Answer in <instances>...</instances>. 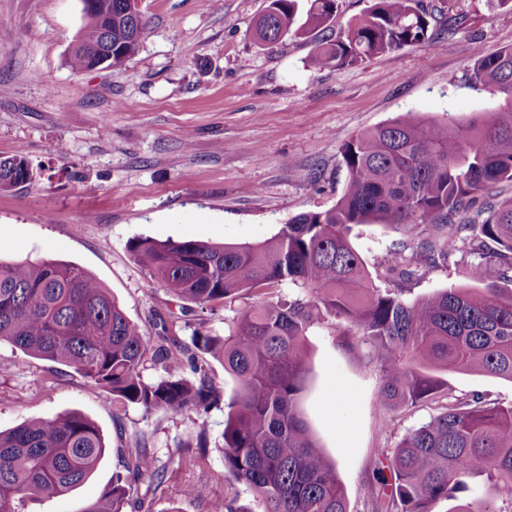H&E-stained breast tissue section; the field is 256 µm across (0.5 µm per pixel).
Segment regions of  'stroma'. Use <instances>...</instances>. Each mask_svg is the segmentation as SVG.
<instances>
[{
    "mask_svg": "<svg viewBox=\"0 0 512 512\" xmlns=\"http://www.w3.org/2000/svg\"><path fill=\"white\" fill-rule=\"evenodd\" d=\"M466 24L427 47H405L342 70L311 67L319 34L262 44L252 35L266 0H139L150 31L123 65L75 73L68 60L85 17L82 0H0V158L23 152L32 182L0 193V259L50 258L95 276L145 336L160 321L188 340L179 303L129 251L140 238L252 243L293 217L324 211L341 196V149L358 133L414 112L466 124L499 96L473 87L475 49L512 47V0H429ZM406 235L364 224L352 241L379 287H390ZM464 252L408 282L417 299L468 286ZM300 409L318 446L335 460L350 512H371L368 474L382 450L436 415L428 399L382 422L381 373L338 344L333 321L314 325ZM454 394L512 404V382L480 373L445 377ZM77 411L99 427L106 452L69 494L23 500L17 512H77L116 475L143 437L161 479L142 478L125 512H209L243 488L224 481V411L169 417L104 405L72 369L0 343V430ZM205 431V456L183 445ZM194 487L198 497H185Z\"/></svg>",
    "mask_w": 512,
    "mask_h": 512,
    "instance_id": "1",
    "label": "stroma"
}]
</instances>
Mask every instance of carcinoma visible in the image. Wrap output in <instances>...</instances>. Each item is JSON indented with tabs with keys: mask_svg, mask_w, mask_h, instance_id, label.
<instances>
[{
	"mask_svg": "<svg viewBox=\"0 0 512 512\" xmlns=\"http://www.w3.org/2000/svg\"><path fill=\"white\" fill-rule=\"evenodd\" d=\"M112 0L105 28L85 15L81 40L108 41L112 53L134 55L147 23ZM338 0H267L254 37L274 43L307 37L336 18ZM464 23L438 19L424 0H375L336 39L318 45L312 65L343 69L378 54L429 41L438 25L448 33ZM476 87L503 95L494 112H477L463 127L408 113L361 132L341 150L348 179L336 204L295 216L255 244L144 238L130 245L134 259L171 296L204 310H235L227 334L198 323L190 342L153 346L118 301L82 267L54 260L0 262V341L72 368L97 386L108 406L136 405L178 416L208 413L224 403V481L253 493L263 512H349L336 463L316 445L299 412L308 376L309 329L324 320L342 327L341 344L382 372L377 402L388 415L399 406L444 393L441 412L410 430L375 459L372 512H512V405L460 397L443 390L437 372H477L512 381V203L489 206L480 224H455L491 185L512 181V48L478 51L469 71ZM29 162L22 152L0 159V191L14 189ZM438 218L448 227L440 244L419 226ZM360 224H397L410 237L394 288L380 289L353 247ZM483 261L468 269L475 288H451L423 299L405 297L402 283L425 274L435 256L462 249ZM288 283L294 297L277 293ZM209 355L237 380L223 392L190 350ZM188 358L194 378L173 373L143 381L151 360L171 367ZM127 475L107 484L81 512H124L132 482L156 474L154 457L134 441ZM106 446L96 423L79 412L31 419L0 431V512L20 499L45 500L72 491L91 476ZM486 476L491 496L470 499V483Z\"/></svg>",
	"mask_w": 512,
	"mask_h": 512,
	"instance_id": "carcinoma-1",
	"label": "carcinoma"
}]
</instances>
